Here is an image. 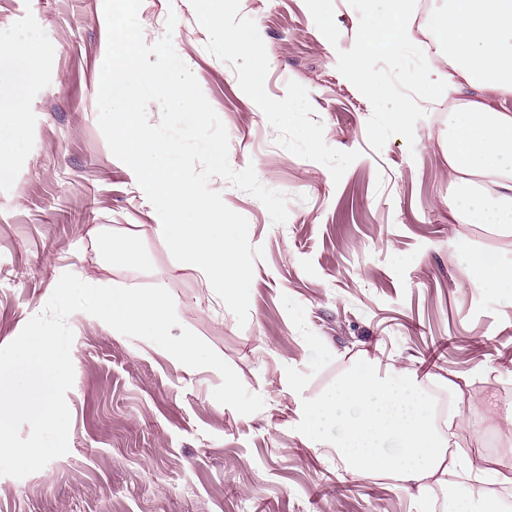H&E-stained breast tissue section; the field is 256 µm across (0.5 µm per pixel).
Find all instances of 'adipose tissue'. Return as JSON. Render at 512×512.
<instances>
[{
  "instance_id": "1",
  "label": "adipose tissue",
  "mask_w": 512,
  "mask_h": 512,
  "mask_svg": "<svg viewBox=\"0 0 512 512\" xmlns=\"http://www.w3.org/2000/svg\"><path fill=\"white\" fill-rule=\"evenodd\" d=\"M426 26L438 43L427 66H448L442 88L461 101L448 134V174L453 194L448 210L458 224H490L512 233V113L484 99L466 100L465 87L480 86L512 95V0H448L447 9H429ZM36 49L11 53L15 93L0 98V112L25 109L23 89L33 71ZM335 426L333 448L354 476H392L422 495L425 479L461 468L473 485L443 488L442 512H502L488 482L511 483L512 476L484 459L449 455L444 432L431 415L415 376H380L372 362L352 366L330 392L306 400L303 434L323 444L326 426ZM421 512H432L429 500Z\"/></svg>"
}]
</instances>
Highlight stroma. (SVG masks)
Here are the masks:
<instances>
[{
  "label": "stroma",
  "instance_id": "stroma-1",
  "mask_svg": "<svg viewBox=\"0 0 512 512\" xmlns=\"http://www.w3.org/2000/svg\"><path fill=\"white\" fill-rule=\"evenodd\" d=\"M333 2L335 45L305 0H214L207 18L197 0L139 9L146 43L171 34L224 123L231 166H254L288 198V220L276 225L254 196L210 182L264 248L241 327L157 237L159 216L100 130L104 0H0V52L40 51L25 112L0 115L12 168L0 181V347L44 310L63 273L159 285L175 301L172 335L192 330L265 401L241 415L215 401L216 370L176 364L149 341L73 313L69 451L25 478L0 476V512H419L395 477L350 475L301 432L305 399L365 359L447 393L465 409L451 431L457 453L512 473V455L481 445L512 439L503 420L512 296L471 285L474 256L512 264V235L451 219L447 98L425 103L414 144L370 145L372 107L336 68L338 50L355 42L357 12ZM241 34L251 38L244 51L233 44ZM108 236L134 240L138 258L110 260Z\"/></svg>",
  "mask_w": 512,
  "mask_h": 512
}]
</instances>
